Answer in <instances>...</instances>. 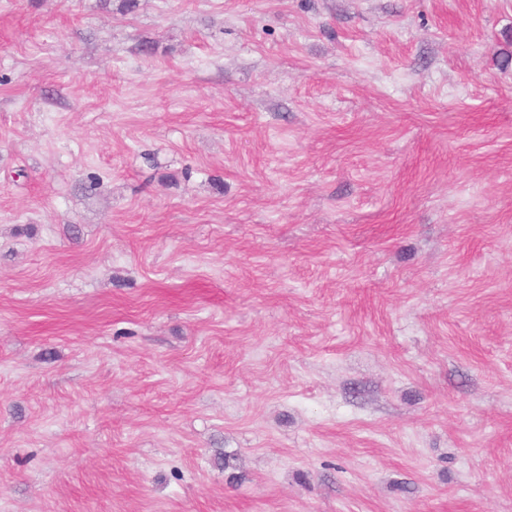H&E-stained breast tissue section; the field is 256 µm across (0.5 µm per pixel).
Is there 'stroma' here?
I'll list each match as a JSON object with an SVG mask.
<instances>
[{
    "instance_id": "stroma-1",
    "label": "stroma",
    "mask_w": 512,
    "mask_h": 512,
    "mask_svg": "<svg viewBox=\"0 0 512 512\" xmlns=\"http://www.w3.org/2000/svg\"><path fill=\"white\" fill-rule=\"evenodd\" d=\"M509 34L0 0V512H512Z\"/></svg>"
}]
</instances>
